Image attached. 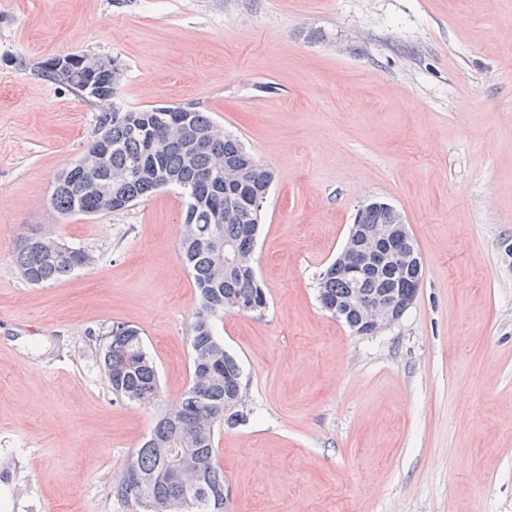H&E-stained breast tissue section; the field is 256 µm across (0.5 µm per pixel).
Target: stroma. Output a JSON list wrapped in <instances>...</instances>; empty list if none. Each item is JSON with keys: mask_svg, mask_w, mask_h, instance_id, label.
<instances>
[{"mask_svg": "<svg viewBox=\"0 0 512 512\" xmlns=\"http://www.w3.org/2000/svg\"><path fill=\"white\" fill-rule=\"evenodd\" d=\"M70 53L117 58L119 104L193 105L275 175L267 307L215 322L252 408L216 437L224 512H512V0H0V512H130L114 486L159 409L113 396L112 323L140 330L162 402L192 374L178 191L51 203L102 106L28 67ZM373 199L423 271L360 336L317 282ZM32 230L92 263L29 284Z\"/></svg>", "mask_w": 512, "mask_h": 512, "instance_id": "1", "label": "stroma"}]
</instances>
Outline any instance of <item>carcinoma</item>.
Segmentation results:
<instances>
[{"mask_svg": "<svg viewBox=\"0 0 512 512\" xmlns=\"http://www.w3.org/2000/svg\"><path fill=\"white\" fill-rule=\"evenodd\" d=\"M33 71L40 79L84 97L85 70L80 63L61 72L42 61ZM128 112L134 116L131 123L111 110L99 115V135L111 139V152L86 173L74 167L66 171L65 185L53 196L52 205L63 214L92 215L126 209L159 190L149 178L135 176L134 169L144 152L143 134L152 130L163 137L166 145L156 158V167L167 186L180 189L188 198L181 257L192 275L200 306L190 331V385L160 414L149 437L129 459L115 490L133 512H224L227 489L224 471L216 462V435L245 423L251 408L240 367L215 336L213 320L241 305H267L252 264L260 209L251 206V201L269 188L274 173L230 134H224L221 157L193 144V134L215 127L209 115L195 107L188 129L164 126L161 113L153 107ZM213 174L224 183V196L209 202L203 197L202 184ZM109 195L113 202L106 209L100 199ZM212 205L224 209V223H210ZM356 223L366 232L377 224L400 223V214L375 202L358 210ZM91 263L87 251L58 245L49 238L37 246L22 242L15 254L16 268L32 284L64 279ZM421 276V264L401 265L380 251L378 261L368 265L356 282L336 263L329 264L320 273L318 298L327 311L341 310L350 329H360L366 326L365 315L348 305L352 291L369 300L391 302L412 293ZM99 346L115 398L140 405L159 399L157 371L139 330L114 323Z\"/></svg>", "mask_w": 512, "mask_h": 512, "instance_id": "cac0c4a2", "label": "carcinoma"}]
</instances>
